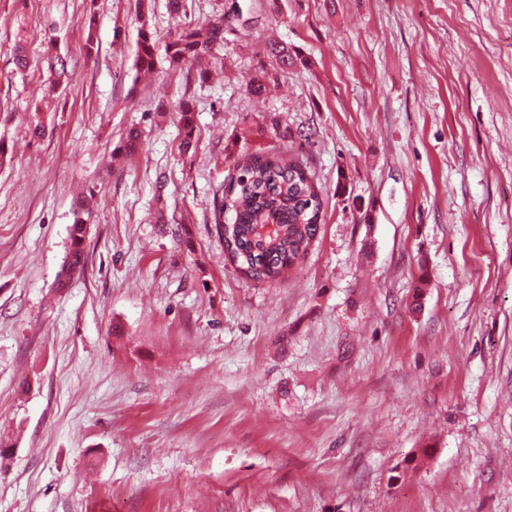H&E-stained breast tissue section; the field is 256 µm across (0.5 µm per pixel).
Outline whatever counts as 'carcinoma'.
Instances as JSON below:
<instances>
[{
	"mask_svg": "<svg viewBox=\"0 0 512 512\" xmlns=\"http://www.w3.org/2000/svg\"><path fill=\"white\" fill-rule=\"evenodd\" d=\"M223 43L222 21L201 26L178 22L163 37L143 22L138 32L135 68L150 72L160 59L171 67H188ZM269 53L285 68L300 59L297 48L278 41L269 43ZM48 68L54 89L71 79L67 59L58 53L48 56ZM177 112L181 147L187 150L195 133L194 107L187 100L181 101ZM220 189L215 213L217 232L224 241V252L243 275L271 283L301 261L319 233L322 210L313 176L303 163L287 162L277 155L251 154L236 165L234 174ZM84 215V209H79L70 228L71 246L65 265L68 278L81 273L86 263ZM268 224L274 225L273 231L261 232Z\"/></svg>",
	"mask_w": 512,
	"mask_h": 512,
	"instance_id": "carcinoma-1",
	"label": "carcinoma"
}]
</instances>
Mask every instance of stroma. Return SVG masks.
I'll return each mask as SVG.
<instances>
[{"instance_id":"1","label":"stroma","mask_w":512,"mask_h":512,"mask_svg":"<svg viewBox=\"0 0 512 512\" xmlns=\"http://www.w3.org/2000/svg\"><path fill=\"white\" fill-rule=\"evenodd\" d=\"M185 8L224 21L203 84L137 74V0H0V512H512V0ZM254 152L322 202L272 283L213 217ZM176 112H178V122L182 135L181 147L188 150L192 146L195 133L194 107L188 100L181 101ZM85 214L83 204H81L79 211L75 213L74 222L70 228L71 246L67 255L64 271L68 279L75 273L80 274L86 263V256L82 246L87 233V224L84 219Z\"/></svg>"}]
</instances>
